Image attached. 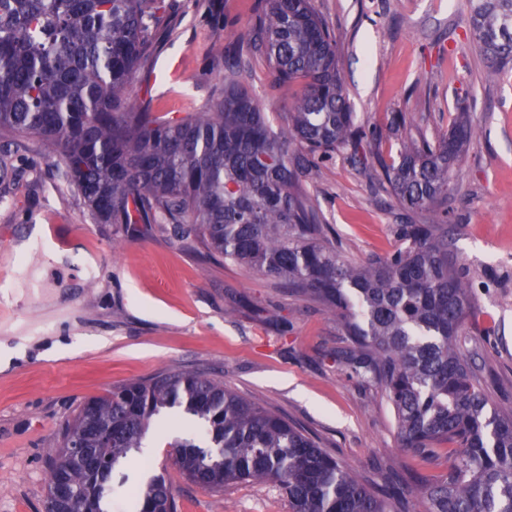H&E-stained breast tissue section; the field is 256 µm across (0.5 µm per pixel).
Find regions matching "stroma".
Here are the masks:
<instances>
[{"label":"stroma","mask_w":512,"mask_h":512,"mask_svg":"<svg viewBox=\"0 0 512 512\" xmlns=\"http://www.w3.org/2000/svg\"><path fill=\"white\" fill-rule=\"evenodd\" d=\"M174 23L130 93L169 119L208 107L224 75L216 31L235 37L259 0H166ZM336 37L339 68L359 123L378 142L341 148L303 187L336 249L354 262L384 259L401 245L406 213L384 167L396 157L393 113L412 134L434 139L467 110L476 132L456 165L442 207L470 280L464 348L495 405L512 403V71L483 79L470 37V0H313ZM247 84L273 129L288 124L294 89L276 85L262 56ZM20 170L0 201V512H44L47 464L65 421L86 400L164 370L197 369L223 380L315 438L340 462L384 484L388 471L441 474L444 455L398 448L393 410L376 387L336 362L347 340L338 318L223 258L208 259L167 224H99L59 174L52 147H10ZM50 226L62 250L95 261L54 263L42 251L14 252L30 225ZM182 408L155 416L141 449L122 460L127 485L164 476L178 512H290L274 485L235 483L219 493L186 479L169 444L208 439Z\"/></svg>","instance_id":"35a3bbf8"}]
</instances>
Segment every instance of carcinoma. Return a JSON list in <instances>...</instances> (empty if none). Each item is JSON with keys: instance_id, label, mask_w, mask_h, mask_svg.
Returning a JSON list of instances; mask_svg holds the SVG:
<instances>
[{"instance_id": "carcinoma-1", "label": "carcinoma", "mask_w": 512, "mask_h": 512, "mask_svg": "<svg viewBox=\"0 0 512 512\" xmlns=\"http://www.w3.org/2000/svg\"><path fill=\"white\" fill-rule=\"evenodd\" d=\"M471 35L485 82L512 63V0H471ZM160 0H0V139L36 137L56 152L63 178L99 224L173 226L216 255L284 284L338 317L349 344L336 360L377 386L392 406L400 447L429 457L448 445L446 472L393 478L389 492L332 457L276 412L195 370L161 371L85 404L60 432L48 485L63 484L89 512L122 487L117 466L141 447L153 416L178 405L207 430L210 448L185 439L177 467L219 492L272 483L292 512H512V408L494 405L461 352L469 283L448 237L453 167L474 128L467 116L436 141L406 134L385 167L389 190L427 224L401 225L404 246L384 260L340 259L303 190L320 162L380 132L355 123L336 37L312 0H265L247 34L224 42V87L210 107L166 119L130 95L154 53ZM259 53L274 80L300 86L277 133L245 85V56ZM299 144L305 154L291 151ZM79 434L99 462L68 457ZM139 512H177L163 477L131 491Z\"/></svg>"}]
</instances>
